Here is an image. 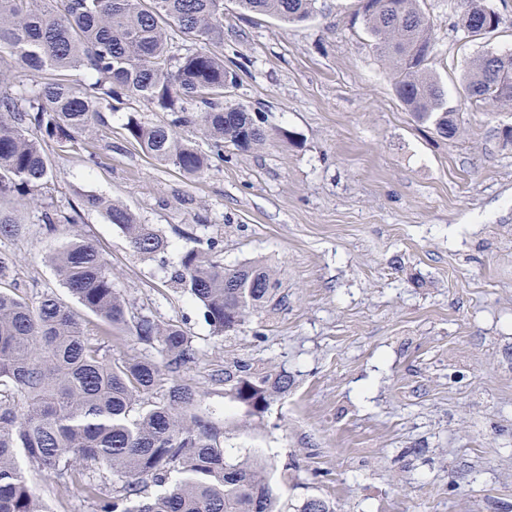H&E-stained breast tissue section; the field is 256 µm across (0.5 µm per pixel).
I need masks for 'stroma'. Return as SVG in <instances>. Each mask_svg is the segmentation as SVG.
<instances>
[{
  "label": "stroma",
  "mask_w": 512,
  "mask_h": 512,
  "mask_svg": "<svg viewBox=\"0 0 512 512\" xmlns=\"http://www.w3.org/2000/svg\"><path fill=\"white\" fill-rule=\"evenodd\" d=\"M490 2L506 22L474 39L451 0H419L434 29L429 69L458 107L455 140L398 100L358 0H318L303 25L224 0L228 101L263 116V146L182 175L130 137L129 118L170 117L137 98L103 113L86 150L46 145L60 208L108 197L167 237L165 254L145 258L99 212L78 222L133 313L187 330L200 358L183 378L200 411L231 453L273 463L283 512L310 498L337 512H512V143L500 134L512 109L471 104L461 89L478 56L512 52V0ZM18 214L19 235L0 237L13 262L0 288L33 304L65 296L44 261L57 236L33 205ZM192 237L219 241L225 264L274 267L287 305L213 336L171 279ZM233 359L294 377L262 419L208 380Z\"/></svg>",
  "instance_id": "stroma-1"
}]
</instances>
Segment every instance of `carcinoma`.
I'll return each instance as SVG.
<instances>
[{"instance_id":"carcinoma-1","label":"carcinoma","mask_w":512,"mask_h":512,"mask_svg":"<svg viewBox=\"0 0 512 512\" xmlns=\"http://www.w3.org/2000/svg\"><path fill=\"white\" fill-rule=\"evenodd\" d=\"M461 27L470 36L499 28L504 17L489 0H466ZM239 10L286 24L309 21L317 0H236ZM359 13L375 52L389 62L398 99L415 119L453 139L457 108L429 71L432 25L418 0H359ZM205 47L184 56L168 43L171 27ZM215 49L210 50L208 46ZM224 0H0V57L19 66L0 70V235L19 234L13 201L43 202L40 221L48 235L77 224L53 204V164L43 144L78 143L114 104L137 97L171 113L167 122L129 119L127 131L155 161L199 177L209 156L184 140L179 129L198 128L212 155L224 147L247 151L268 131L247 108L224 92L236 74L224 67ZM78 72L89 81L53 79L48 72ZM466 99L512 105V53L488 51L468 68ZM82 206L101 213L127 237L134 252L152 257L167 239L126 206L90 195ZM222 249L187 248L173 278L199 305L216 336H231L251 316L285 306L274 271L260 261L224 265ZM48 260L70 300L46 295L32 306L0 289V512H48L19 457L73 488L95 512H282L268 474L272 464L234 456L224 433L197 409L201 392L184 382L199 350L187 331L136 316L114 288L112 270L96 244L79 232L62 240ZM114 329L133 327L139 340L158 342L163 360L149 357L112 363L106 333L90 336L80 311ZM224 397L257 419L288 394L293 379L282 366L239 360L210 374ZM159 401L132 415L143 393ZM90 463L123 479L116 492L85 477ZM179 478L155 498L147 482Z\"/></svg>"}]
</instances>
